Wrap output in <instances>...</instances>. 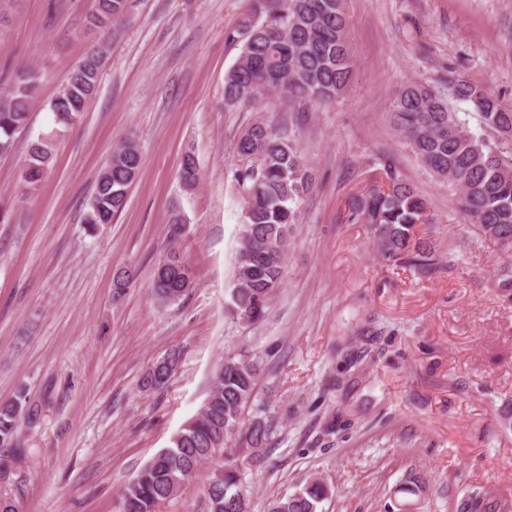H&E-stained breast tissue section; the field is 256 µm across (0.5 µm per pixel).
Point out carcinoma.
I'll list each match as a JSON object with an SVG mask.
<instances>
[{"label":"carcinoma","mask_w":512,"mask_h":512,"mask_svg":"<svg viewBox=\"0 0 512 512\" xmlns=\"http://www.w3.org/2000/svg\"><path fill=\"white\" fill-rule=\"evenodd\" d=\"M129 13V0H97L92 25L109 32ZM344 0H255L250 15L227 38L242 43V53L224 76V103L228 107L260 103L281 95L300 105L323 106L348 90L354 71L347 38ZM102 51L89 49L71 70L65 88L51 100L56 123L66 128L76 121L94 94ZM447 84L456 100L472 105L481 128L498 134L489 143L472 132L448 102L429 87L413 83L394 97L392 123L421 163L440 181L455 186L462 214L474 221L480 236L512 255V107L487 87L448 74ZM37 76L23 68L0 86V159L11 156L17 134L28 124L35 100ZM239 164L233 181L244 200L245 212L238 240L236 271L231 288L230 312L247 324L260 322L270 300L281 287L296 205L310 191L311 179L295 140L263 115L237 140ZM53 164V140L42 136L32 142L23 167V181L36 188ZM142 164L141 154L125 143L99 174L96 192L84 223L90 228L112 223L128 201V188ZM387 189H374L352 199L348 221L367 224L381 254L393 261L429 269L439 262L435 249L419 235L427 221L429 201L404 182L388 163L383 164ZM180 181L192 189L199 180L193 153L183 155ZM190 265L170 249L158 262L153 290L162 303H175L187 292L185 277ZM500 296L512 302V264L496 274ZM176 358L162 359L145 377V385L159 389L174 374ZM259 361L253 356L228 357L217 368L213 384L198 414L125 485L120 512H156V507L177 496L186 482L215 457L220 462L206 476L208 512H251V501L242 486L241 467L261 468L267 461L271 425L256 416L243 427L242 414L254 398ZM38 411L24 391L0 403V448L12 455L25 449L17 441L20 424L33 421ZM331 487L312 478L291 495L276 497L268 512H319ZM470 512H500L501 505L473 496Z\"/></svg>","instance_id":"obj_1"}]
</instances>
